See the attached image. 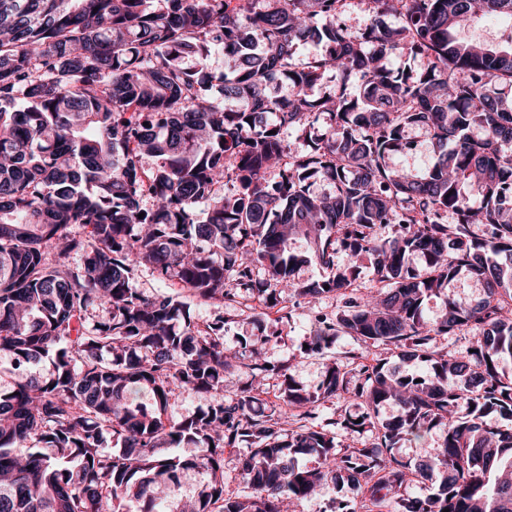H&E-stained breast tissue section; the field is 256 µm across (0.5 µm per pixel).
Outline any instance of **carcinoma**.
I'll return each instance as SVG.
<instances>
[{"mask_svg": "<svg viewBox=\"0 0 512 512\" xmlns=\"http://www.w3.org/2000/svg\"><path fill=\"white\" fill-rule=\"evenodd\" d=\"M359 3L366 18L348 26L352 0H0V353L18 370L0 389V512H121L129 497L143 512H288L327 483L377 508L396 497L404 512H512V428L485 420H512L501 368L512 360V37L458 36L480 13L512 18V0ZM308 43L321 51L296 62ZM214 52L230 73L209 68ZM397 55L422 61L420 73L391 68ZM329 72L359 94L313 95ZM291 128L308 138L305 153H287ZM414 128L436 153L416 174L390 161ZM312 179L330 191L312 195ZM382 224L394 235L379 237ZM291 235L311 251H290ZM341 250L369 258L389 288L356 296V270H336ZM311 262L334 275L299 279ZM140 264L205 302L245 293L286 318L284 299L335 294L341 305L317 318L306 351L352 336L393 345L430 375L334 361L306 393L265 367L256 339L232 355L252 377L235 399L171 420L174 388L224 389L232 356L224 318L195 324L179 301L144 294ZM461 272L483 287L475 303L446 293ZM437 294L445 310L428 320L423 302ZM96 302L107 318L90 331ZM470 323L482 334L466 355L435 350L434 337ZM45 359L48 376L24 371ZM271 372L297 410L292 429L276 409L255 410ZM336 398L362 412L306 424ZM391 401L399 413L380 419ZM338 425L375 443L342 452ZM434 428V454L414 465L396 456L399 440ZM242 443L251 494L226 496L224 452ZM189 444L195 455L172 453ZM310 454L324 466H299ZM189 469L209 482L192 503L171 501Z\"/></svg>", "mask_w": 512, "mask_h": 512, "instance_id": "1", "label": "carcinoma"}]
</instances>
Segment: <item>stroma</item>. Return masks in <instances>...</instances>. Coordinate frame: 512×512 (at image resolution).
<instances>
[{
    "mask_svg": "<svg viewBox=\"0 0 512 512\" xmlns=\"http://www.w3.org/2000/svg\"><path fill=\"white\" fill-rule=\"evenodd\" d=\"M135 285L148 295L166 294L176 297L186 305L192 321L199 324L208 322L217 312L216 307L178 285L157 279L147 266L136 270ZM337 306V299L331 296L320 300L312 308L298 305L291 318L284 319L275 310L266 308L258 299H242L235 308L224 314L227 321L224 345L232 353L240 350L242 340L268 338L267 359L286 366L295 383L309 392L320 387L327 364L334 360L346 364L360 360L368 364L382 359L387 361L389 367L399 370L400 374L427 375V366L401 362L394 346L372 345L350 337L338 339L322 353L304 354L303 347L311 338L315 314L335 312Z\"/></svg>",
    "mask_w": 512,
    "mask_h": 512,
    "instance_id": "1",
    "label": "stroma"
}]
</instances>
